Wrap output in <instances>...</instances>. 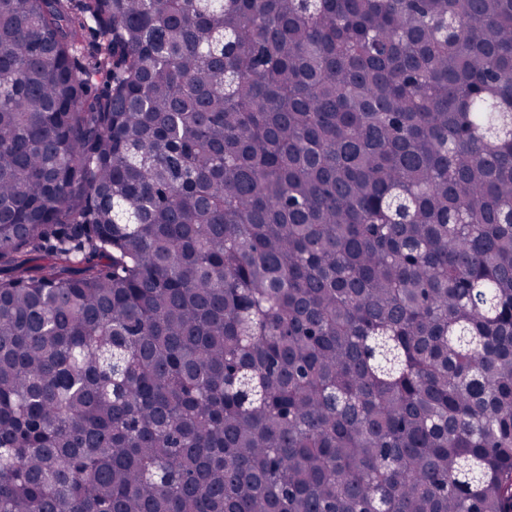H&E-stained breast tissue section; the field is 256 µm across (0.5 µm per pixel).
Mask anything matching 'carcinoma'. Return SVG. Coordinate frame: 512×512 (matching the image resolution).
Listing matches in <instances>:
<instances>
[{
    "mask_svg": "<svg viewBox=\"0 0 512 512\" xmlns=\"http://www.w3.org/2000/svg\"><path fill=\"white\" fill-rule=\"evenodd\" d=\"M0 512H512V0H0Z\"/></svg>",
    "mask_w": 512,
    "mask_h": 512,
    "instance_id": "1",
    "label": "carcinoma"
}]
</instances>
